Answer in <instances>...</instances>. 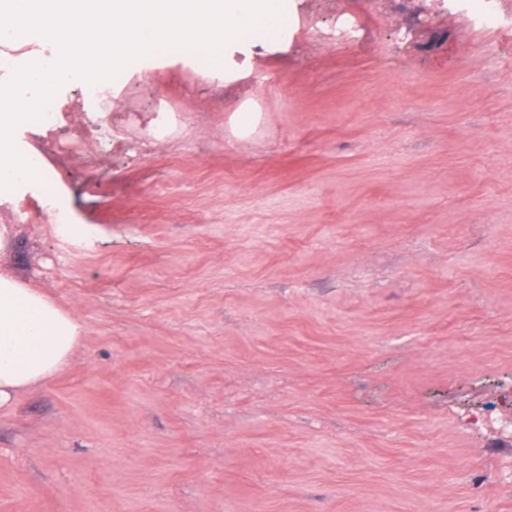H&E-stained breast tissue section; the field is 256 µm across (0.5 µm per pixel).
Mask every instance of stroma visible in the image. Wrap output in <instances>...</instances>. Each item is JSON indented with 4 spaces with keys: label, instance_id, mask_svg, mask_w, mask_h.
I'll list each match as a JSON object with an SVG mask.
<instances>
[{
    "label": "stroma",
    "instance_id": "1",
    "mask_svg": "<svg viewBox=\"0 0 512 512\" xmlns=\"http://www.w3.org/2000/svg\"><path fill=\"white\" fill-rule=\"evenodd\" d=\"M497 6L295 0L246 77L148 55L14 131L46 166L0 264L83 333L0 410V512H512Z\"/></svg>",
    "mask_w": 512,
    "mask_h": 512
}]
</instances>
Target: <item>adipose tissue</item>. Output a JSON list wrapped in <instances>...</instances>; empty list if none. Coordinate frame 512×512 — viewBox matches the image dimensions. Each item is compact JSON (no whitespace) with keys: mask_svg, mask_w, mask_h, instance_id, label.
<instances>
[{"mask_svg":"<svg viewBox=\"0 0 512 512\" xmlns=\"http://www.w3.org/2000/svg\"><path fill=\"white\" fill-rule=\"evenodd\" d=\"M76 316L0 265V408L56 376L77 352Z\"/></svg>","mask_w":512,"mask_h":512,"instance_id":"obj_1","label":"adipose tissue"}]
</instances>
